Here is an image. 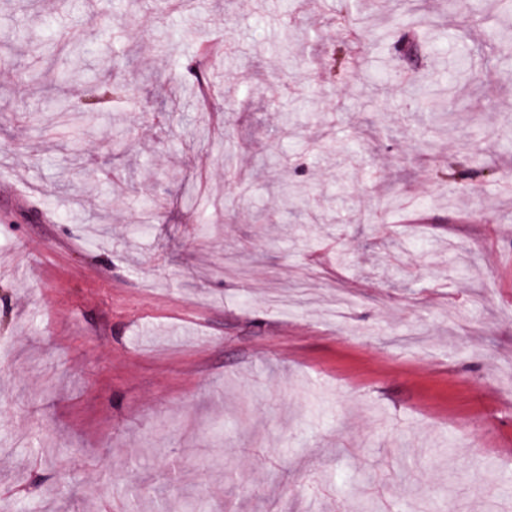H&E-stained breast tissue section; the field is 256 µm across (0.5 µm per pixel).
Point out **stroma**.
Here are the masks:
<instances>
[{"label": "stroma", "instance_id": "obj_1", "mask_svg": "<svg viewBox=\"0 0 512 512\" xmlns=\"http://www.w3.org/2000/svg\"><path fill=\"white\" fill-rule=\"evenodd\" d=\"M100 7L0 0V501L512 512V13L125 0L102 27ZM62 34L85 78L22 80L69 67ZM219 40L199 76L220 125L186 69ZM104 54L134 99L60 135L55 98L83 111ZM421 87L455 95L447 121ZM481 162L494 177L436 176Z\"/></svg>", "mask_w": 512, "mask_h": 512}]
</instances>
